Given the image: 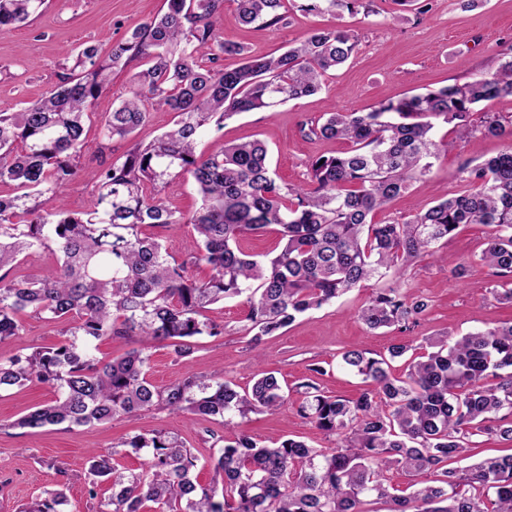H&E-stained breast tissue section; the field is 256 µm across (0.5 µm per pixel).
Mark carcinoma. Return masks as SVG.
Here are the masks:
<instances>
[{
  "label": "carcinoma",
  "mask_w": 512,
  "mask_h": 512,
  "mask_svg": "<svg viewBox=\"0 0 512 512\" xmlns=\"http://www.w3.org/2000/svg\"><path fill=\"white\" fill-rule=\"evenodd\" d=\"M241 24L284 22L286 0H236ZM373 0H291L315 15L372 12ZM46 0H0V30L43 10ZM224 0H168L160 18L139 26L101 58L86 46L74 55L57 87L20 112L0 113V342L23 331L30 311L62 325L54 347L0 359V389L29 382L60 392L15 425L33 431L61 424L84 426L116 416L134 417L154 406L206 417L274 411L288 402L275 372L251 389L216 376L190 374L165 388L147 377L149 355L132 349L99 362L89 344L139 336L166 343L179 359L194 352L192 339L218 336L224 327L204 311L229 298L248 304L247 330L257 346L297 316L384 276L398 263L433 255L435 245L469 224L488 228L481 260L500 279L491 297L512 304V128L485 112L483 101L512 97V49L495 72L462 85L382 102L368 112H327L308 135L342 140L347 149L309 163L305 185H290L272 170L259 140L226 144L203 155L201 138L224 120L272 110L317 93L329 71L355 52L357 40L342 27L315 28L278 57H256L221 39L216 24ZM242 57L234 69L218 61ZM141 61L128 92L100 125L99 152L113 139L131 140L165 106L172 125L147 144L99 162L88 210L68 211L62 188L76 174L86 146L85 120L110 69ZM454 124L464 138L479 128L508 138L495 157L467 172L464 190L403 220H375L411 183L431 172L440 144L432 120ZM194 178L200 205L189 218L162 196L181 174ZM55 199L52 211L42 198ZM187 223L186 258L168 254L156 227ZM276 227L283 245L266 261L242 252L239 240ZM49 251L54 263L34 277L18 273L31 254ZM210 274L196 280L189 269ZM427 303L400 288H378L359 318L371 330L416 322ZM434 351L413 358L405 373L391 363L409 351L403 343L372 357L362 349L342 353L340 366L367 384L355 399L323 395L312 381L298 415L336 439L334 448H312L286 438L273 447L239 431L210 458L215 473L203 485L194 476L197 457L161 430L114 444L147 450L139 472L118 468L116 452L90 457V494L99 482L112 487L101 512H362V499L388 498L393 512H512V455L467 467L461 476L442 467L465 458L479 434L512 441V321L463 336L428 339ZM414 477V490L397 494L386 473ZM493 494L491 506L483 496ZM65 493L55 490L28 512H61Z\"/></svg>",
  "instance_id": "carcinoma-1"
}]
</instances>
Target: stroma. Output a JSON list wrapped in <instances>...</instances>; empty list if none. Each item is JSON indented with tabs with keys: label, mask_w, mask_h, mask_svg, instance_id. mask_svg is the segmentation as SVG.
Wrapping results in <instances>:
<instances>
[{
	"label": "stroma",
	"mask_w": 512,
	"mask_h": 512,
	"mask_svg": "<svg viewBox=\"0 0 512 512\" xmlns=\"http://www.w3.org/2000/svg\"><path fill=\"white\" fill-rule=\"evenodd\" d=\"M419 14L403 10L395 0H374L373 14H342L340 18L292 13L287 24L247 28L239 24L234 0H225L224 14L216 28L220 38L242 43L250 55L283 53L316 27L341 26L358 38L354 56L333 72L314 95L293 100L275 110L244 112L227 119L218 134L203 138L200 148L209 152L222 144L259 139L269 148L270 163L286 182L305 178L309 160L344 150L339 140L308 137L305 123L327 112H367L380 102L424 93L446 85L462 84L496 70L502 53L512 50V0H483L461 8L458 0H425ZM167 9V0H47L42 14L25 24L0 31V112H17L54 89L66 71L64 55L70 50L96 46L108 54L137 26L150 22ZM130 69H115L106 89L96 100L87 131V148L77 175L63 188L67 206L86 210L95 185L92 172L99 164V123L116 99L129 88ZM433 135L447 151L434 160L430 174L413 182L381 212V219H405L464 185L463 167L476 166L496 156L503 139L476 132L457 138L452 125L435 121ZM487 229L478 224L462 227L448 241L438 244L434 256L418 258L390 268L384 278L354 289L322 308L308 311L283 333L266 337L252 349L246 329L248 308L232 298L212 305L207 317L223 324L219 336L199 340L191 359H176L162 343L141 338L104 339L96 344L102 361L133 348L149 354L148 379L163 388L189 374L216 375L247 388L256 374L277 372L290 387L286 406L270 413H256L239 428L264 444L294 438L315 448L333 447L315 426L298 416L301 401L297 383L315 378L329 396L354 398L362 380L342 369L338 360L345 350L366 349L386 353L395 343L412 344L417 353L428 352L427 337L450 333L461 336L512 320V305L501 304L489 294L496 279L481 264ZM471 267L464 281L452 269L460 258ZM400 287L424 300L428 308L417 326L407 331L369 329L358 317L374 288ZM22 336L0 343V356L32 351L61 340L58 324L26 315ZM319 366L323 375L312 376ZM57 391L32 382L0 391V512H20L22 507L61 489L67 496L64 512H99L111 493L109 484L91 487L88 460L92 454L115 452L119 464L140 471L144 456L131 449H115L119 439L152 430L178 437L198 458L201 483L214 476L210 456L232 438L236 429L222 421L155 407L133 418L117 417L105 423L81 427L49 426L38 432L16 427L15 421L34 407L55 400Z\"/></svg>",
	"instance_id": "35a3bbf8"
}]
</instances>
